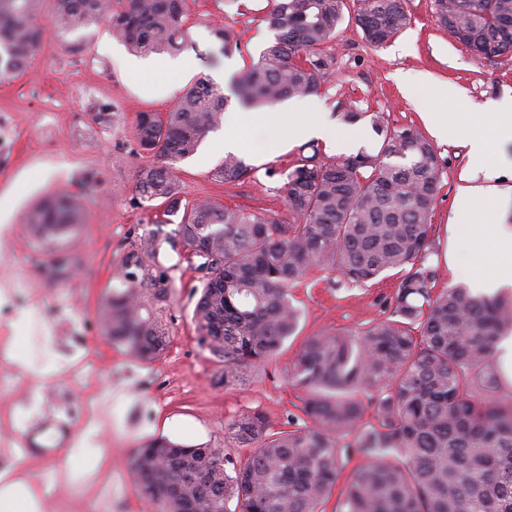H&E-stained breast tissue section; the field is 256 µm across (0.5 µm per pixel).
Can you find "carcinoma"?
<instances>
[{
    "label": "carcinoma",
    "instance_id": "obj_1",
    "mask_svg": "<svg viewBox=\"0 0 512 512\" xmlns=\"http://www.w3.org/2000/svg\"><path fill=\"white\" fill-rule=\"evenodd\" d=\"M33 0H0V74L19 70L41 39ZM409 0H269L274 42L237 82L238 103L274 106L318 93L334 74L338 26L354 20L373 47L412 20ZM448 37L485 57L512 49V0H434ZM52 25L75 33L107 21L112 37L148 55L190 41L183 0H56ZM228 55L240 37L211 30ZM224 89L199 76L159 116H136V141L151 162L140 170L139 202H159L162 219L145 230L124 262L126 288L102 312L107 337L144 359L169 346L163 245L181 239L207 267L192 321L199 344L224 362V386L244 382L276 356L301 312L290 288L311 269L365 285L396 272L383 317L354 334L309 337L289 371L304 392L299 410L276 430L260 410L245 411L225 436L250 455L157 438L137 449L131 470L141 494L163 512H319L349 448L365 459L334 512H512V404L497 398L499 342L512 330V304L463 286L436 290L427 264L439 190L435 147L418 128L392 127L381 112L366 120L376 148L319 161L302 156L279 171L287 214L217 202L182 204L178 163L195 155L224 121ZM254 171L228 153L214 180ZM81 206L63 195L33 211L39 236L63 238ZM175 224L173 233L161 225Z\"/></svg>",
    "mask_w": 512,
    "mask_h": 512
}]
</instances>
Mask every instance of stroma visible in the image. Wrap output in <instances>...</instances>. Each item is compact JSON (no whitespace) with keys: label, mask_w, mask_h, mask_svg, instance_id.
Returning a JSON list of instances; mask_svg holds the SVG:
<instances>
[{"label":"stroma","mask_w":512,"mask_h":512,"mask_svg":"<svg viewBox=\"0 0 512 512\" xmlns=\"http://www.w3.org/2000/svg\"><path fill=\"white\" fill-rule=\"evenodd\" d=\"M268 0H185L191 44L178 49L193 59L188 72L144 77L132 62L155 66L162 57L139 59L112 37L106 23L56 34L50 22L55 0H42L37 22L44 36L19 73L0 77V196L15 201L0 224V337L18 342L10 357L0 356V449L25 460L40 485L62 486L44 496L43 512H162L143 498L129 468L135 448L163 436L181 444L224 447V432L239 414L260 410L282 428L303 392L288 371L303 341L326 333L351 334L379 317L384 297L397 285L387 278L352 288L318 270L309 271L291 295L302 316L295 335L267 365L253 370L247 384L224 386V369L198 343L192 323L199 273L191 269L187 247H163L159 261L171 281L163 317L171 343L156 359H142L112 343L100 324V309L112 289L124 288L123 258L136 234L152 227L156 212L136 199L138 174L148 161L134 139L135 115L168 112L203 74L234 82L251 57L273 39L263 16ZM410 26L387 47L370 46L352 23L339 27L335 74L318 93L324 111L359 108L385 113L391 125L425 128L424 113L451 114L448 139L436 143L440 190L432 222L439 287L464 283L470 252L455 210L459 186L473 168L461 142L462 130L479 123L486 105L512 97V51L487 59L448 38L435 21L434 0H409ZM232 27L241 48L219 53L214 26ZM419 73L454 84L458 102L433 99L424 85L402 89L397 76ZM271 129L250 136L248 160L254 170L224 184L211 173L224 154L214 138L179 165L181 199L284 211L280 169L299 155H329L323 142L280 147ZM57 193L76 196L83 219L61 243L71 269L52 280L39 271L51 244L37 239L26 216ZM31 360L40 374L19 372L17 361ZM39 431L57 443L54 456L23 451L19 439Z\"/></svg>","instance_id":"obj_1"}]
</instances>
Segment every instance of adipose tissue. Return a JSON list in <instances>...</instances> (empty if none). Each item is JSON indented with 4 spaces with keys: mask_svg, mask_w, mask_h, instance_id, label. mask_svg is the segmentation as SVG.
I'll use <instances>...</instances> for the list:
<instances>
[{
    "mask_svg": "<svg viewBox=\"0 0 512 512\" xmlns=\"http://www.w3.org/2000/svg\"><path fill=\"white\" fill-rule=\"evenodd\" d=\"M257 127L278 130L287 144L315 138L325 141L334 153L351 148L350 143L337 137L332 122L323 115L320 101L306 97L264 110L234 113L224 123L219 150L248 151V134ZM508 142H512V100L489 106L483 122L464 137L470 161L482 182L459 187L456 208L471 221L475 277L484 288L512 285V231L500 219L503 202L512 193L499 186L498 167L491 159L493 150ZM39 501L38 489L22 459L9 460L0 469V512H36Z\"/></svg>",
    "mask_w": 512,
    "mask_h": 512,
    "instance_id": "1",
    "label": "adipose tissue"
}]
</instances>
